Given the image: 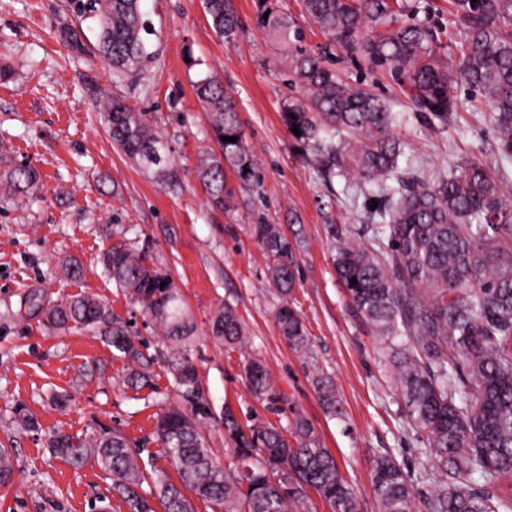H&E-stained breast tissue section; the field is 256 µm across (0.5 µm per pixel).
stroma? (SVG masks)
I'll list each match as a JSON object with an SVG mask.
<instances>
[{
  "mask_svg": "<svg viewBox=\"0 0 512 512\" xmlns=\"http://www.w3.org/2000/svg\"><path fill=\"white\" fill-rule=\"evenodd\" d=\"M240 29L220 38L203 0H142L154 59L138 88L117 80L98 56L97 19L74 15L68 0H0V141L13 163L39 169L42 185L30 202L0 196V444L15 457L12 478L0 485V512H121L112 477L89 463L74 467L55 456L52 431L73 435L119 430L137 446L147 468L142 491L155 512L154 480L178 475L161 455L155 418L177 404L169 350L161 329L105 273L101 255L134 227L153 262L166 268L195 325L192 357L198 368L205 414L199 422L213 459L228 465L220 418L232 410L241 423L290 429L304 414L332 452L354 489L361 512H377L371 490L375 456L390 453L410 471L419 468L418 445L404 429L397 392L377 352L378 341L354 313L332 265L330 226L358 236L375 187L351 193L355 177L327 180L302 160L280 110L288 94L283 63L256 22V0H233ZM72 29L85 46L71 51L60 38ZM338 71L390 100L399 119L400 167L426 158V174L448 175L459 158L500 166L489 121L462 114L445 129L417 121L391 78L361 57L333 49ZM213 74L232 95L247 147L261 170L258 186L238 191L230 210L213 208L198 169L216 144L193 84ZM124 98L150 113L173 151L179 183L162 184L113 145L100 118L101 93ZM281 225L299 265L289 301L311 338L310 355L291 350L278 336L274 313L281 300L269 283L268 264L254 236L257 224ZM77 261L83 274L63 269ZM38 292L51 301L89 294L106 303L142 341L151 362L148 386L124 387L127 361L106 339L83 330L57 332L24 299ZM224 303L235 307L248 330L247 353L226 351L210 335V321ZM265 361L268 397H254L245 366ZM332 378L343 420L325 417L311 384L313 368ZM67 391L64 409L50 397ZM36 422L29 428L20 415Z\"/></svg>",
  "mask_w": 512,
  "mask_h": 512,
  "instance_id": "obj_1",
  "label": "stroma"
}]
</instances>
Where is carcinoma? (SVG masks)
<instances>
[{
    "mask_svg": "<svg viewBox=\"0 0 512 512\" xmlns=\"http://www.w3.org/2000/svg\"><path fill=\"white\" fill-rule=\"evenodd\" d=\"M307 17L329 45L360 56L388 75L410 109L444 128L464 102L467 86L489 112L502 158L512 159V0H450L456 44L443 41L427 21L405 16L419 7L407 0H301ZM257 20L286 63L288 98L280 117L309 162L327 175L352 172L382 191L383 206L366 216L363 238L329 225L333 265L347 297L379 340L381 356L403 409V423L419 445L421 467L410 473L397 459L378 455L371 493L378 512H512V189L499 167L463 160L443 178L428 180L399 166L393 133L396 113L376 94L350 83L328 64L330 52L306 48L301 30L276 0H257ZM78 17L99 19L97 52L116 77H140L153 58L144 35L149 24L140 0H69ZM216 33L232 39L238 19L231 0H204ZM205 105L219 154L199 168L208 201L231 206L235 189L260 175L245 145L235 102L215 77L194 85ZM100 119L113 145L163 182L176 178L172 159L151 117L120 97L108 100ZM236 137L225 142L222 137ZM5 190L19 204L39 187L29 165L9 163L0 150ZM254 233L272 261L271 281L285 297L275 313L281 339L310 353V338L286 297L296 285L297 260L278 224H256ZM104 271L132 303L140 305L170 342L172 375L179 396L200 395L191 357L195 327L182 295L167 273L150 264L149 247L121 243L102 253ZM357 283H352V280ZM167 285H161V282ZM48 325L81 327L104 336L131 364L125 379L138 389L150 381L149 362L125 323L88 295L45 303ZM213 338L230 350L248 335L236 309L224 304L211 319ZM251 392L269 391L264 364L249 359ZM312 383L326 416L342 417L336 388L315 369ZM234 462L216 465L200 426L174 405L156 420V434L180 483L197 499L224 512H301L311 490L333 512H360L313 423L298 414L291 437L270 423L241 425L230 411L222 420ZM53 451L74 466L93 459L112 475L128 512H154L138 491L144 471L119 431L93 436L57 433ZM156 494L165 512H192L178 486L161 478Z\"/></svg>",
    "mask_w": 512,
    "mask_h": 512,
    "instance_id": "carcinoma-1",
    "label": "carcinoma"
}]
</instances>
